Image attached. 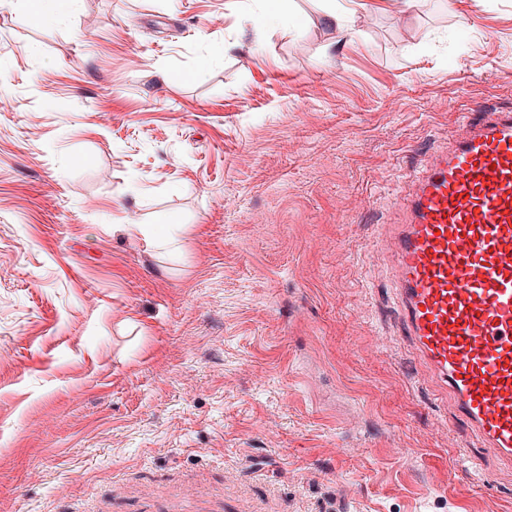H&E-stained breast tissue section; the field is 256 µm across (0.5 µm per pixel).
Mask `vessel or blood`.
Listing matches in <instances>:
<instances>
[{"label":"vessel or blood","instance_id":"vessel-or-blood-1","mask_svg":"<svg viewBox=\"0 0 512 512\" xmlns=\"http://www.w3.org/2000/svg\"><path fill=\"white\" fill-rule=\"evenodd\" d=\"M397 205L398 321L449 413L512 466V110L467 119Z\"/></svg>","mask_w":512,"mask_h":512}]
</instances>
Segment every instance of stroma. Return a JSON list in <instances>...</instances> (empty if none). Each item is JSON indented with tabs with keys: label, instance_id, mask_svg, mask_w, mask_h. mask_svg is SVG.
Instances as JSON below:
<instances>
[{
	"label": "stroma",
	"instance_id": "1",
	"mask_svg": "<svg viewBox=\"0 0 512 512\" xmlns=\"http://www.w3.org/2000/svg\"><path fill=\"white\" fill-rule=\"evenodd\" d=\"M364 2L0 0V512H512L386 234L512 109V0ZM80 0H36L32 17L37 21H57L71 11L76 10ZM265 8L253 18V24L256 27H265L271 23L288 25V17H285L280 10L281 0H266Z\"/></svg>",
	"mask_w": 512,
	"mask_h": 512
}]
</instances>
